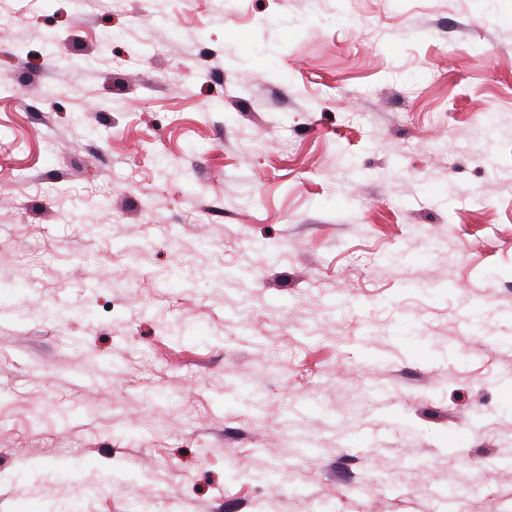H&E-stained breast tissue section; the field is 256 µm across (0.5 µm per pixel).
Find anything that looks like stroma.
I'll list each match as a JSON object with an SVG mask.
<instances>
[{"label":"stroma","mask_w":512,"mask_h":512,"mask_svg":"<svg viewBox=\"0 0 512 512\" xmlns=\"http://www.w3.org/2000/svg\"><path fill=\"white\" fill-rule=\"evenodd\" d=\"M0 11V512H512V0Z\"/></svg>","instance_id":"obj_1"}]
</instances>
